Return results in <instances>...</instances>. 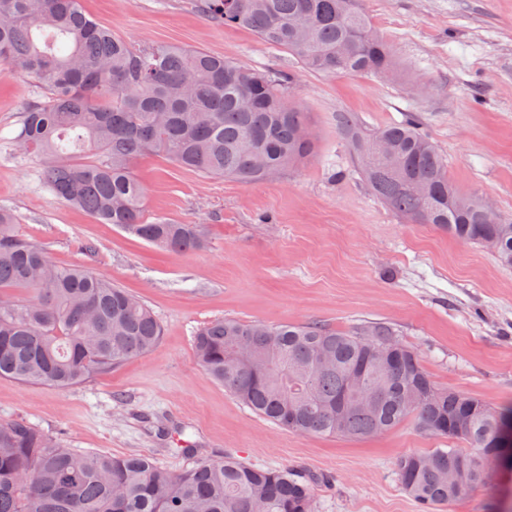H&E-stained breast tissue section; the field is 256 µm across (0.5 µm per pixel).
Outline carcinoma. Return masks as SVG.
<instances>
[{
    "instance_id": "carcinoma-1",
    "label": "carcinoma",
    "mask_w": 512,
    "mask_h": 512,
    "mask_svg": "<svg viewBox=\"0 0 512 512\" xmlns=\"http://www.w3.org/2000/svg\"><path fill=\"white\" fill-rule=\"evenodd\" d=\"M209 20L252 31L318 74L395 69L362 0H200ZM0 62L34 79L15 143L44 158L59 200L175 255L205 247L199 224L146 216L134 161L159 153L206 178L270 179L315 152L292 77L176 45H134L91 19L83 0H0ZM336 130L375 196L412 224L464 244H493L512 266V223L458 191L421 121L365 129L350 112ZM0 209V378L66 390L153 350L162 325L137 296L89 266H60ZM383 322L344 331L318 322L271 326L216 319L196 333L197 364L279 429L363 439L413 420L455 444L401 456L396 474L425 512L484 478L478 451L512 466V406L497 409L438 386ZM246 344L266 349L252 363ZM0 512H315L312 481L288 466L230 455L172 472L144 454L77 453L22 419L0 421Z\"/></svg>"
}]
</instances>
